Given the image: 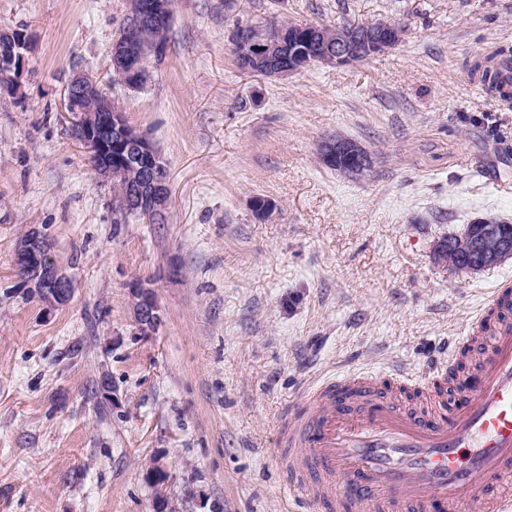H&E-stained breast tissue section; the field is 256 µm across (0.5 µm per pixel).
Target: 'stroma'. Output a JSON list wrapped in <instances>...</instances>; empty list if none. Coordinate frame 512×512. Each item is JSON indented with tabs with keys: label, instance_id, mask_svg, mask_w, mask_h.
Returning <instances> with one entry per match:
<instances>
[{
	"label": "stroma",
	"instance_id": "stroma-1",
	"mask_svg": "<svg viewBox=\"0 0 512 512\" xmlns=\"http://www.w3.org/2000/svg\"><path fill=\"white\" fill-rule=\"evenodd\" d=\"M124 11L0 0V26L34 39L0 98V512H153V460L167 512H305L278 453L288 401L339 371L423 369L512 279V258L464 273L435 256L474 218L512 221V106L464 71L512 44V0H175L151 82L116 90L167 166L164 224L115 223L63 110L72 66L104 72ZM262 19L405 32L271 81L232 55L236 25ZM336 135L372 156L367 176L322 163ZM34 228L74 288L53 311L15 271ZM138 281L162 316L147 336ZM130 290L135 323L140 334L146 336L154 332L161 323L160 308L154 290L142 283H134ZM169 477L170 475L167 467L157 460L150 462V464L145 469V480L156 490L154 508L156 512L161 510V512L166 511L164 508V502L166 501L164 489L169 481Z\"/></svg>",
	"mask_w": 512,
	"mask_h": 512
}]
</instances>
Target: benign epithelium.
Instances as JSON below:
<instances>
[{
	"instance_id": "benign-epithelium-1",
	"label": "benign epithelium",
	"mask_w": 512,
	"mask_h": 512,
	"mask_svg": "<svg viewBox=\"0 0 512 512\" xmlns=\"http://www.w3.org/2000/svg\"><path fill=\"white\" fill-rule=\"evenodd\" d=\"M171 20L169 0H128L123 32L110 51V69L122 79L125 88L134 90L146 64L161 56V46L152 40V30ZM400 25L391 22H365L335 30L327 36L319 25L310 26L303 40L314 48L323 65L340 68L361 61L381 48L396 45ZM234 42L245 47L241 55L242 71L259 73L265 78L283 79L302 65L299 51L283 42L270 41L253 27L241 26ZM30 48L28 33L0 28V91L14 97L20 89L19 77ZM102 80L82 70H73L64 88V106L72 116L73 129L89 155L97 178L119 181L126 186L122 206L139 212L148 224H164L169 216L170 190L166 165L147 135L130 128L124 114L113 110L112 97L101 89ZM117 145L134 157V162L112 165V146ZM322 161L360 175L372 166L371 157L353 140L330 138L320 145ZM472 238L471 254L461 270L475 273L512 256V237L499 224L484 217L472 220L465 229ZM15 265L21 283L47 310L67 305L73 295L72 282L54 260L52 244L39 230L29 231L17 244ZM132 309L140 334L154 332L161 323L160 308L154 290L142 283L131 287ZM145 480L156 490L155 512L164 509V489L169 481L167 467L150 462Z\"/></svg>"
}]
</instances>
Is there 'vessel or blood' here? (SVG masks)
<instances>
[{"label":"vessel or blood","instance_id":"vessel-or-blood-1","mask_svg":"<svg viewBox=\"0 0 512 512\" xmlns=\"http://www.w3.org/2000/svg\"><path fill=\"white\" fill-rule=\"evenodd\" d=\"M474 336L488 339L480 369L446 399L448 365ZM279 444L308 512H466L477 492L485 512H512V280L428 370L345 371L307 388Z\"/></svg>","mask_w":512,"mask_h":512}]
</instances>
